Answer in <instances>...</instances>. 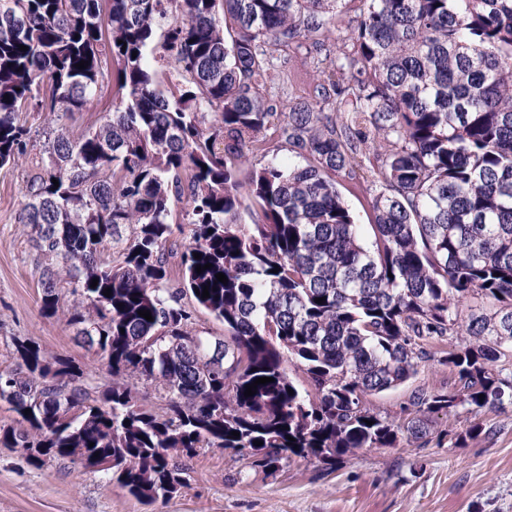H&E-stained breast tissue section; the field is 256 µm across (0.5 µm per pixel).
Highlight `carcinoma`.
<instances>
[{
    "label": "carcinoma",
    "instance_id": "1",
    "mask_svg": "<svg viewBox=\"0 0 512 512\" xmlns=\"http://www.w3.org/2000/svg\"><path fill=\"white\" fill-rule=\"evenodd\" d=\"M287 51L313 78L285 101L267 87ZM110 61L112 112L69 136ZM22 112L56 125L19 216L51 260L41 308L56 312L69 280L70 324L110 382L20 346L0 400L28 428L0 427L1 447L35 466L108 462L151 504L187 482L174 456L199 448H248L263 471L292 455L330 465L394 448L402 431L424 447L432 414L512 404V373L495 369L512 354V0H0V167L27 151ZM282 145L305 163L241 176L249 155ZM338 177L375 187L368 228ZM182 202L191 236L174 265ZM197 307L224 339L193 333ZM446 336L467 337L445 357L455 390L419 393L404 430L363 406ZM292 361L313 393L290 379ZM260 377L274 381L244 396ZM132 378L162 391L167 412Z\"/></svg>",
    "mask_w": 512,
    "mask_h": 512
}]
</instances>
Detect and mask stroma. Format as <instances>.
<instances>
[{
    "mask_svg": "<svg viewBox=\"0 0 512 512\" xmlns=\"http://www.w3.org/2000/svg\"><path fill=\"white\" fill-rule=\"evenodd\" d=\"M50 131L46 121H34L26 158L0 167V370L18 363V344H32L80 367L89 383L100 386L109 379L100 353L68 323L76 302L71 286L61 284L56 314L41 309L48 259L31 225L19 221L32 160ZM460 343L457 336L427 343L417 375L366 396V406L395 425L406 424L417 393L453 387L455 375L443 358ZM476 422L483 431L473 437ZM429 430L424 447L404 439L395 448H362L330 470L317 460L291 457L270 475L233 450L201 448L185 462L186 486L150 505L104 473L66 460L36 467L0 447V512H512V405L476 415L463 407L439 413Z\"/></svg>",
    "mask_w": 512,
    "mask_h": 512,
    "instance_id": "obj_1",
    "label": "stroma"
}]
</instances>
